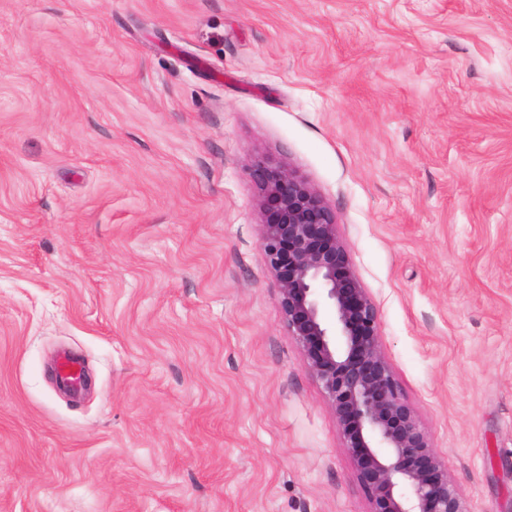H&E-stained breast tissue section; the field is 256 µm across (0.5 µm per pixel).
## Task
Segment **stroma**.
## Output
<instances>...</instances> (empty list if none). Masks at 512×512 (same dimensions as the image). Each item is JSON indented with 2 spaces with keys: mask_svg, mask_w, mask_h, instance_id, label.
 I'll use <instances>...</instances> for the list:
<instances>
[{
  "mask_svg": "<svg viewBox=\"0 0 512 512\" xmlns=\"http://www.w3.org/2000/svg\"><path fill=\"white\" fill-rule=\"evenodd\" d=\"M259 157L335 211L469 512H512V0H0V512H366Z\"/></svg>",
  "mask_w": 512,
  "mask_h": 512,
  "instance_id": "stroma-1",
  "label": "stroma"
}]
</instances>
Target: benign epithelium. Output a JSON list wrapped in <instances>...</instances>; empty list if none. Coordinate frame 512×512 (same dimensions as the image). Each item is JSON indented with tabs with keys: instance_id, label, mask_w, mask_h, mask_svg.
I'll return each mask as SVG.
<instances>
[{
	"instance_id": "1",
	"label": "benign epithelium",
	"mask_w": 512,
	"mask_h": 512,
	"mask_svg": "<svg viewBox=\"0 0 512 512\" xmlns=\"http://www.w3.org/2000/svg\"><path fill=\"white\" fill-rule=\"evenodd\" d=\"M252 177L284 325L335 413L368 512H468L389 363L378 308L348 257L336 213L286 162L258 159Z\"/></svg>"
}]
</instances>
